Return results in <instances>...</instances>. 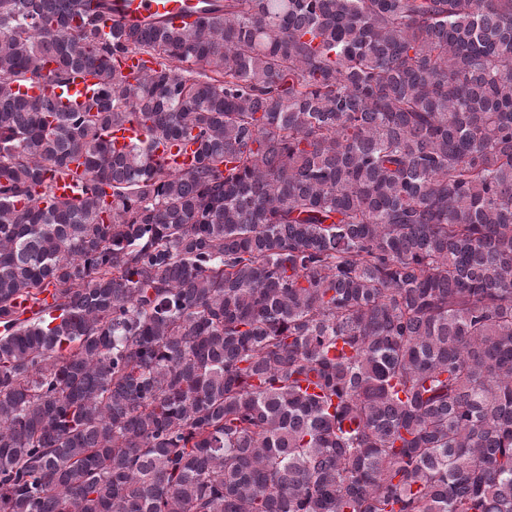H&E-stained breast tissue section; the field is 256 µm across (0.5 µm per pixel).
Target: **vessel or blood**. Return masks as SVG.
Instances as JSON below:
<instances>
[{"label":"vessel or blood","instance_id":"obj_1","mask_svg":"<svg viewBox=\"0 0 512 512\" xmlns=\"http://www.w3.org/2000/svg\"><path fill=\"white\" fill-rule=\"evenodd\" d=\"M197 0H108L100 23L103 28H111L113 23L128 24L162 20L180 26L194 21L193 11ZM55 64L45 61L42 66V79L20 85L19 92L27 97L44 96L48 98L66 97L75 102L88 100L93 94L96 77L89 72L73 74L67 87H60L50 78Z\"/></svg>","mask_w":512,"mask_h":512}]
</instances>
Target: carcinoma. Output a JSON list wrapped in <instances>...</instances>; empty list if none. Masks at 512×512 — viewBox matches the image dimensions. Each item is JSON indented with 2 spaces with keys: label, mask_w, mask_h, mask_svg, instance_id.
<instances>
[{
  "label": "carcinoma",
  "mask_w": 512,
  "mask_h": 512,
  "mask_svg": "<svg viewBox=\"0 0 512 512\" xmlns=\"http://www.w3.org/2000/svg\"><path fill=\"white\" fill-rule=\"evenodd\" d=\"M0 512H512V0H0ZM100 23L105 32L119 22H148L162 20L180 26L193 22L197 15L192 11L197 0H109ZM56 68L54 62L47 60L43 63L42 73L44 78L27 84L18 86V90L22 96L38 97L44 96L48 98H59L63 103H69V99L76 103L85 102L93 96V86L97 83L96 77L90 72H80L71 76V81L67 84L66 92L50 79L51 72Z\"/></svg>",
  "instance_id": "1"
}]
</instances>
